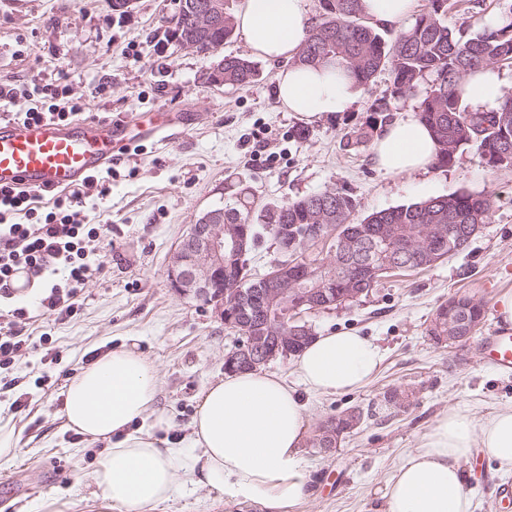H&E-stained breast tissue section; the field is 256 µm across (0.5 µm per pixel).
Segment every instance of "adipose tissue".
Listing matches in <instances>:
<instances>
[{
    "label": "adipose tissue",
    "instance_id": "1",
    "mask_svg": "<svg viewBox=\"0 0 512 512\" xmlns=\"http://www.w3.org/2000/svg\"><path fill=\"white\" fill-rule=\"evenodd\" d=\"M235 22L252 55L287 60L275 75L285 111L312 119L345 111L358 97L359 86L336 66L294 64L313 24L308 0H241ZM463 84L465 100L485 109L505 94L488 67L468 74ZM435 155L429 128L415 117L391 123L373 146L375 164L393 176L427 169ZM381 362L369 338L333 332L314 337L297 355L299 386L259 370L225 375L199 398L187 452L153 437V430L170 426L155 409L158 372L135 347L123 346L70 377L63 417L67 428L108 445L92 476L94 497L107 510L149 512L188 482L221 497L260 502L266 512H284L307 495L310 483L301 392L363 388ZM145 421L151 431H143ZM477 454L512 474V404L485 417L463 404L449 406L386 481L383 512H475L465 465Z\"/></svg>",
    "mask_w": 512,
    "mask_h": 512
}]
</instances>
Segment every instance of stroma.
<instances>
[{"mask_svg":"<svg viewBox=\"0 0 512 512\" xmlns=\"http://www.w3.org/2000/svg\"><path fill=\"white\" fill-rule=\"evenodd\" d=\"M174 0H134L123 13L110 0H0V85L15 87L8 109L25 111L32 76L65 77L73 95L107 82L89 99L91 115L116 118L167 108L189 115L172 139L127 146L112 163V193L87 195L91 223H108L111 237L89 245L99 266L78 294L73 315H46L47 289L33 286L0 298V327L25 337L12 363L0 368V419L19 436V454L0 461V512H105L93 504L91 476L105 443L84 440L65 425L64 388L96 356L128 344L157 368L156 406L172 426L159 439L190 444V421L202 392L224 376V356L238 335L210 306L175 296L170 256L190 224L206 211L233 204L248 189L258 206L275 207L344 185L368 214L459 192L491 195L495 208L459 254L419 271L381 277L372 292L346 307L310 316L315 334L354 331L384 353L376 379L340 394L302 393L311 430L348 409L361 424L324 453L307 448L313 481L287 512H382L380 491L418 437L454 403L486 416L512 403V370L480 356L477 337L501 320L495 299L512 291V171L489 167L476 150L460 152L447 168L391 176L377 170L372 149L344 150L343 135L363 125L374 99L390 85L380 72L346 111L303 120L276 97L274 63L257 59L255 83L229 89L212 83L218 56L178 45L170 19ZM305 130L304 140L294 137ZM277 153L263 161L258 146ZM467 294L485 306L473 339L435 345L428 328L437 307ZM400 390L410 404L384 400ZM23 409H13L16 399ZM467 488L476 512H512V475L479 458ZM156 512H264L254 501H220L183 485Z\"/></svg>","mask_w":512,"mask_h":512,"instance_id":"1","label":"stroma"}]
</instances>
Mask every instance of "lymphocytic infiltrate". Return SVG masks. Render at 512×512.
Instances as JSON below:
<instances>
[{
  "mask_svg": "<svg viewBox=\"0 0 512 512\" xmlns=\"http://www.w3.org/2000/svg\"><path fill=\"white\" fill-rule=\"evenodd\" d=\"M102 85L88 95H70L67 86L32 79L27 92L31 101L15 120L67 122L84 114L88 98L101 95ZM93 189L99 199L112 191V173L105 170L90 176L84 189ZM84 189L52 192L48 205L38 206L37 196L22 188H0V292L14 288L18 275L42 279L50 293L45 308L58 314L72 313L80 288L97 267L87 251L90 241L110 236L108 224L80 220L78 208Z\"/></svg>",
  "mask_w": 512,
  "mask_h": 512,
  "instance_id": "lymphocytic-infiltrate-1",
  "label": "lymphocytic infiltrate"
}]
</instances>
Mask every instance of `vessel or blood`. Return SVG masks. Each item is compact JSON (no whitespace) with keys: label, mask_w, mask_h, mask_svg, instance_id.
Segmentation results:
<instances>
[{"label":"vessel or blood","mask_w":512,"mask_h":512,"mask_svg":"<svg viewBox=\"0 0 512 512\" xmlns=\"http://www.w3.org/2000/svg\"><path fill=\"white\" fill-rule=\"evenodd\" d=\"M179 115L135 113L116 121H49L0 125V187L31 190L72 188L111 164L129 142L131 130L166 140ZM478 348L496 365L512 369V329L499 327L481 336Z\"/></svg>","instance_id":"1"}]
</instances>
